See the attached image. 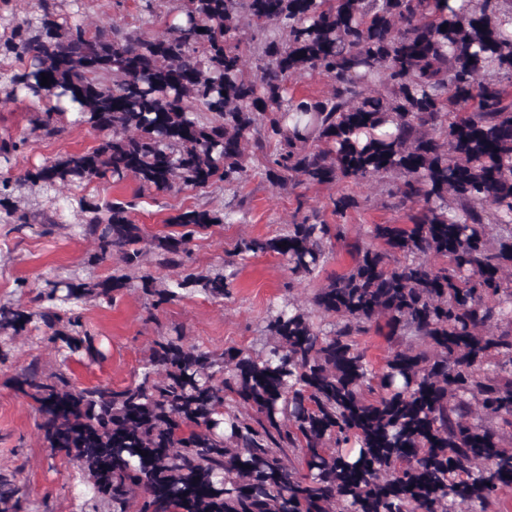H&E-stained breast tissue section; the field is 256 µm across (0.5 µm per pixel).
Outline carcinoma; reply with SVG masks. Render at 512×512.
Listing matches in <instances>:
<instances>
[{
    "mask_svg": "<svg viewBox=\"0 0 512 512\" xmlns=\"http://www.w3.org/2000/svg\"><path fill=\"white\" fill-rule=\"evenodd\" d=\"M446 2L142 0L128 28L71 23L57 0H30L8 20L0 59L18 66L0 70V92L42 106L32 125L43 137L75 122L100 139L17 177L28 140L1 139V220L31 223L15 201L26 184L132 176L157 195H232L178 211L177 230L146 250L132 203L65 200L95 244L87 263L117 254L121 265L101 280L47 278L35 307L0 303V363L33 331L64 361H97L80 306L130 288L155 308L221 299L237 261L267 254L317 278L344 231L313 207L283 234L240 239L221 268L188 266L196 234L242 222L238 188L251 178L288 190L299 210L311 187L387 178L390 207L409 220L374 225V243L308 306L272 312L259 349L216 355L178 331L153 341L121 389H78L34 362L18 374L47 447L87 476L94 512H489L512 489V34L497 23L512 0L465 13ZM243 31L264 36L249 55ZM306 74L327 92L295 95ZM331 204L342 218L358 200ZM381 321L388 353L375 372L357 337ZM28 502L18 472L1 470L0 512Z\"/></svg>",
    "mask_w": 512,
    "mask_h": 512,
    "instance_id": "cac0c4a2",
    "label": "carcinoma"
}]
</instances>
